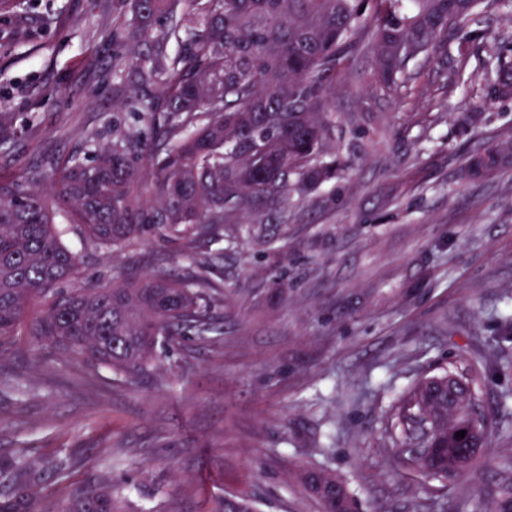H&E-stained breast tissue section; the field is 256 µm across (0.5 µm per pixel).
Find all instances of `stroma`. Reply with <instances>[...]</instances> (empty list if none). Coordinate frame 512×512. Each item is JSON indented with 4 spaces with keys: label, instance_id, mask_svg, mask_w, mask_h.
I'll return each mask as SVG.
<instances>
[{
    "label": "stroma",
    "instance_id": "obj_1",
    "mask_svg": "<svg viewBox=\"0 0 512 512\" xmlns=\"http://www.w3.org/2000/svg\"><path fill=\"white\" fill-rule=\"evenodd\" d=\"M116 51L106 0H0V106L22 128L0 148V178L78 150L84 131L138 127L113 85ZM416 67L391 98L372 52L358 54L328 103L345 174L196 243L215 264L224 333L169 346L158 380L130 383L18 337L11 359L28 380L0 390V455L73 451L76 486L113 466L133 485L128 512H215L227 496L320 512L292 478L301 469L346 480L360 512H473L512 462V171L463 182L457 169L486 138L512 139V101L485 102L477 57ZM254 225L267 239L249 236ZM66 242L104 283L133 262ZM452 363L482 371L499 429L477 473L427 483L390 448L386 414Z\"/></svg>",
    "mask_w": 512,
    "mask_h": 512
}]
</instances>
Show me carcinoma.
<instances>
[{"label": "carcinoma", "instance_id": "1", "mask_svg": "<svg viewBox=\"0 0 512 512\" xmlns=\"http://www.w3.org/2000/svg\"><path fill=\"white\" fill-rule=\"evenodd\" d=\"M112 73L123 105L150 136L112 125L111 139L86 132L82 147L48 156L13 180H0V356L26 333L36 343L131 382L163 370L162 350L184 336H220L210 303V262L192 259L180 277L157 260L121 281H78L71 229L86 248L135 254L146 237L178 243L224 237V225L292 189L307 190L343 170L328 147L326 94L362 48L376 59L374 83L395 95L413 80L419 57L440 65L448 38L459 57L475 53L493 101L512 99V40L483 28L484 0H109ZM20 134L0 107V147ZM512 169V146L484 143L461 160L463 180ZM483 389L462 376L448 399V371L421 375L391 404L386 435L400 462L426 478L459 479L481 449L455 442L469 429L487 441L477 413ZM72 455L0 456V512H125L112 469L38 508L42 491L62 482ZM296 478L322 512H355L337 476L303 469ZM337 489L336 499L330 491ZM485 512H512V477L493 489ZM220 512H257L239 497Z\"/></svg>", "mask_w": 512, "mask_h": 512}]
</instances>
